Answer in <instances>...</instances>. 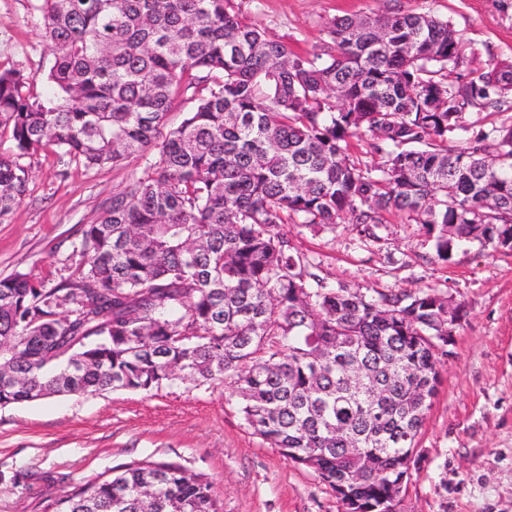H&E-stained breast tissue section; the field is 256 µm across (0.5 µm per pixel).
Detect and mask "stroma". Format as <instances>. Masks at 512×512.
I'll use <instances>...</instances> for the list:
<instances>
[{
	"mask_svg": "<svg viewBox=\"0 0 512 512\" xmlns=\"http://www.w3.org/2000/svg\"><path fill=\"white\" fill-rule=\"evenodd\" d=\"M244 19L297 52H312L333 19L433 11L462 34L470 70L512 65V0H236ZM37 0H0V69L38 79L53 62ZM28 191L0 223V279L30 272L56 285L101 202L141 173L131 157L94 171L61 168L43 151L21 159ZM333 285L366 294L434 290L463 316L438 365L440 385L417 436L400 512H512V251L457 245L449 260L401 213L377 240L352 224L282 227ZM173 461L204 473L222 512H342L332 490L288 463L248 427L229 387L177 382L151 392L52 396L0 407V512H42L62 494L58 474L89 480L132 461Z\"/></svg>",
	"mask_w": 512,
	"mask_h": 512,
	"instance_id": "obj_1",
	"label": "stroma"
}]
</instances>
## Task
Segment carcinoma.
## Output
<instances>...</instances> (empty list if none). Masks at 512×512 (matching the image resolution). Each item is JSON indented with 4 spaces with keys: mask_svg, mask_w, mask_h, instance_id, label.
Segmentation results:
<instances>
[{
    "mask_svg": "<svg viewBox=\"0 0 512 512\" xmlns=\"http://www.w3.org/2000/svg\"><path fill=\"white\" fill-rule=\"evenodd\" d=\"M39 2L44 97L0 70L15 150L0 154V222L27 192L20 157L145 162L85 225L65 279H0V406L227 384L254 433L343 512H392L448 354V297L330 286L281 226L346 215L377 241L396 210L444 261L460 240L512 250V124L448 145L468 110H512V65L450 80L464 41L430 11L336 18L318 51L296 53L233 0ZM190 89L193 109L160 138ZM59 481L45 512H220L209 477L175 462Z\"/></svg>",
    "mask_w": 512,
    "mask_h": 512,
    "instance_id": "1",
    "label": "carcinoma"
}]
</instances>
